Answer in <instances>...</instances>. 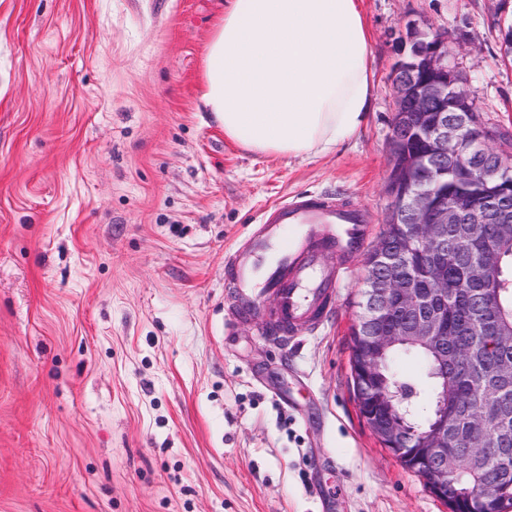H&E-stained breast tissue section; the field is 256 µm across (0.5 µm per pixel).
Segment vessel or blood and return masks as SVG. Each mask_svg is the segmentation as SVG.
Returning <instances> with one entry per match:
<instances>
[{
  "instance_id": "obj_1",
  "label": "vessel or blood",
  "mask_w": 512,
  "mask_h": 512,
  "mask_svg": "<svg viewBox=\"0 0 512 512\" xmlns=\"http://www.w3.org/2000/svg\"><path fill=\"white\" fill-rule=\"evenodd\" d=\"M369 221L348 199L323 194L266 208L245 247L224 258L236 322L261 321L279 342L317 330L334 307ZM260 286L272 295L271 307L259 300Z\"/></svg>"
}]
</instances>
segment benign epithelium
Wrapping results in <instances>:
<instances>
[{"mask_svg": "<svg viewBox=\"0 0 512 512\" xmlns=\"http://www.w3.org/2000/svg\"><path fill=\"white\" fill-rule=\"evenodd\" d=\"M413 57L409 64L398 61L391 77L395 113L391 123L389 148L392 168L389 176L390 223L407 225L401 246L406 252L421 243L426 246L425 281L409 279L402 268L389 266L381 271L372 263L365 264L362 278L361 310L354 329L366 330L368 320L386 312H395L405 321L389 326L378 336H368L365 345L371 352L381 353L413 336L424 347L439 350L431 366V376L441 380L434 416L425 426L412 424L407 415L411 393L396 386L374 391L370 371L379 367V360L362 358L357 381L359 400L373 395L389 414L388 422L380 427L378 440L392 448L411 445V465L423 469L430 492L444 502L456 506L467 503L466 512H487L485 500L494 496V481L488 480L481 492L460 491L448 485V391L459 377L461 368L468 366L470 352L457 353L448 362V318L438 297L448 294V254L466 251L469 238L448 235L454 224H487V236L498 233L497 225L512 224V192L508 188L484 192L472 203L462 196H450L448 190L435 181V174L456 172L468 183L482 182L493 173L512 167V153L490 144V138L479 137L471 144L474 127V106L461 73L451 62L453 49L447 37L424 28L410 35V50H400ZM419 113L421 134L427 140L426 153L408 157L404 146L408 136L405 117ZM500 245L490 241L480 254L477 274L485 277L501 268ZM482 414L477 418L478 437L467 453L506 458L508 450L496 447L487 432L497 415L502 397L491 391L481 395Z\"/></svg>", "mask_w": 512, "mask_h": 512, "instance_id": "obj_1", "label": "benign epithelium"}]
</instances>
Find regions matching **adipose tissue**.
<instances>
[{
	"mask_svg": "<svg viewBox=\"0 0 512 512\" xmlns=\"http://www.w3.org/2000/svg\"><path fill=\"white\" fill-rule=\"evenodd\" d=\"M375 73L361 0H229L200 98L259 155H324L362 131Z\"/></svg>",
	"mask_w": 512,
	"mask_h": 512,
	"instance_id": "1",
	"label": "adipose tissue"
}]
</instances>
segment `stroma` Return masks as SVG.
<instances>
[{
    "mask_svg": "<svg viewBox=\"0 0 512 512\" xmlns=\"http://www.w3.org/2000/svg\"><path fill=\"white\" fill-rule=\"evenodd\" d=\"M228 0H0V512H449L378 441L351 328L389 216L396 49L447 35L512 134V0H362L375 98L336 151L227 138L200 100ZM320 193L371 218L318 331L225 332L224 256Z\"/></svg>",
    "mask_w": 512,
    "mask_h": 512,
    "instance_id": "35a3bbf8",
    "label": "stroma"
}]
</instances>
